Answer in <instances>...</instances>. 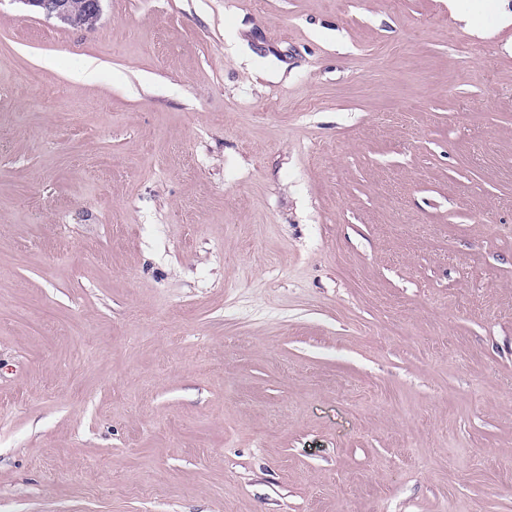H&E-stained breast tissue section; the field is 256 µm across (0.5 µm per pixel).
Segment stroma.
I'll return each mask as SVG.
<instances>
[{
	"mask_svg": "<svg viewBox=\"0 0 512 512\" xmlns=\"http://www.w3.org/2000/svg\"><path fill=\"white\" fill-rule=\"evenodd\" d=\"M505 13L0 0V512H512ZM27 6L33 7L49 18H55L62 24L72 28L86 27L96 21L101 12L102 0H21Z\"/></svg>",
	"mask_w": 512,
	"mask_h": 512,
	"instance_id": "1",
	"label": "stroma"
}]
</instances>
